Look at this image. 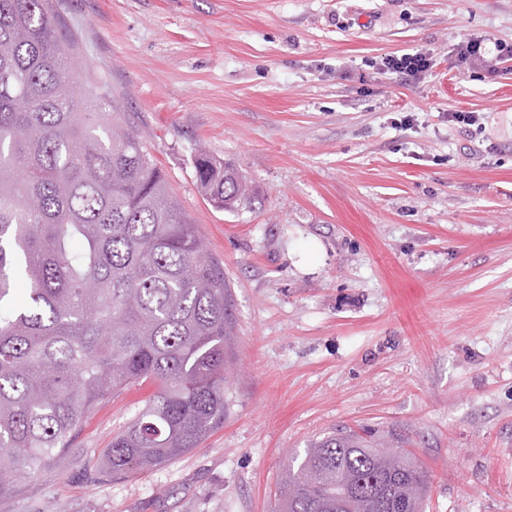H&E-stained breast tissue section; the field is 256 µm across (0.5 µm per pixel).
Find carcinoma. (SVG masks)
<instances>
[{"label": "carcinoma", "mask_w": 512, "mask_h": 512, "mask_svg": "<svg viewBox=\"0 0 512 512\" xmlns=\"http://www.w3.org/2000/svg\"><path fill=\"white\" fill-rule=\"evenodd\" d=\"M74 60L52 0H0V498L133 385L153 392L103 452L112 477L198 447L228 409L224 265ZM193 164L215 207L250 201L204 146ZM426 489L406 449L340 428L295 459L273 512H422Z\"/></svg>", "instance_id": "cac0c4a2"}]
</instances>
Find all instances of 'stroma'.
Instances as JSON below:
<instances>
[{
  "mask_svg": "<svg viewBox=\"0 0 512 512\" xmlns=\"http://www.w3.org/2000/svg\"><path fill=\"white\" fill-rule=\"evenodd\" d=\"M54 7L224 264L229 409L112 479L95 461L153 391L129 387L0 512H271L291 456L341 426L415 454L425 512H512V60L457 61L463 40L512 43V0ZM404 50L433 52L424 78L375 68ZM199 144L252 203L208 204Z\"/></svg>",
  "mask_w": 512,
  "mask_h": 512,
  "instance_id": "1",
  "label": "stroma"
}]
</instances>
